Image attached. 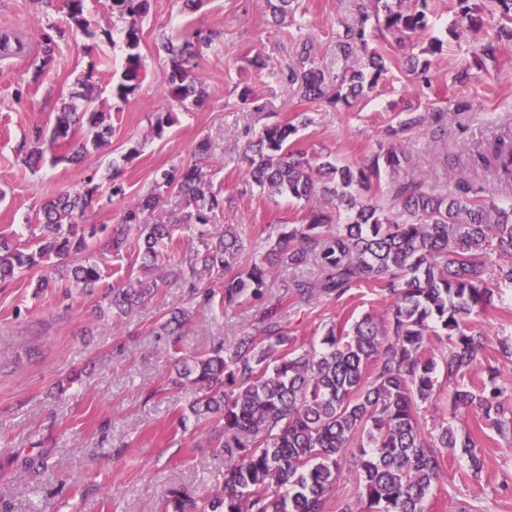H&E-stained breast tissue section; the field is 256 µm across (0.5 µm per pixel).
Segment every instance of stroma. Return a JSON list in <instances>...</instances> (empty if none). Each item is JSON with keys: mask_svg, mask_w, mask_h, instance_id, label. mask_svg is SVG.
<instances>
[{"mask_svg": "<svg viewBox=\"0 0 512 512\" xmlns=\"http://www.w3.org/2000/svg\"><path fill=\"white\" fill-rule=\"evenodd\" d=\"M365 2L300 0L293 21L276 26L267 0H200L192 10L183 0H149L138 20L145 74L123 103L113 99L112 88L124 70L128 21L112 15L108 0H88L85 33L71 27L63 10H45L39 0H0V30H24L31 41L28 56L0 62V231L27 243L47 200L90 182L98 188V202L84 223L115 226L151 190L157 172L196 162L203 166L206 190L224 199L223 209L210 214L207 224L189 229L176 224L186 209L177 192L141 212L140 223L175 224L176 259L185 276L170 280L154 270L157 293L128 315L100 313L102 288L82 291L63 272L57 273L55 287L36 292L45 272L41 266L0 284V512H164L171 489L205 497L222 487L224 451L214 445L213 422L194 418L185 395L163 387L172 350L157 329L172 307L193 310L181 338L186 352L216 343L233 348L240 336L256 332L268 300H281L289 333L308 349L320 348L332 324L382 314L386 301L370 286L308 304L286 297L290 273L285 269L270 277L264 300L228 311L217 301L197 308V292L221 289L224 272L203 269L196 256L225 228L246 227L243 260L249 263L273 245L272 225L299 224L307 214L303 203L261 191L244 174L245 145L264 127L307 113L311 122L299 131L296 148L360 161L377 151L384 130L398 125L406 112H426L440 117L446 132L436 137L422 126L400 133L397 142L412 159L408 178L447 186L452 193L465 183L481 189L484 198L512 200V186L468 164L473 150L488 148L512 127V42L501 43L495 59L481 54L495 36L490 0H469L485 15L486 25L458 40L447 32L459 17L457 0H428L431 26L412 42L418 49L433 37L445 44L426 78L408 72L407 49L371 31L370 49L388 60V72L373 92L340 110L294 94L288 76L300 68L302 49H309L327 82L351 67V60L336 52V36L358 23ZM47 25L56 28V46L44 68L40 29ZM188 26L212 41L198 67L209 97L186 110L165 102L160 78L167 67L164 37ZM257 55L270 59L274 73L251 67ZM464 70L470 80L457 83ZM245 88L250 99L244 103ZM88 94L109 114L111 133L103 148L80 165L48 159L36 170L26 166L23 157L37 135H49L56 113L70 103L84 105ZM164 116L170 123L159 136L154 126ZM204 141L211 146L205 160L197 151ZM116 165L123 170L125 193L113 197ZM136 251L133 233L124 247L91 249L104 285L140 277ZM475 323L488 340L470 377L485 378V365L495 366L512 399V360L498 350L499 339L512 338V284H501L493 306ZM64 380L70 388L55 397V384ZM420 417L428 428L451 421L458 434L475 440L483 459L475 476L466 457L446 456L428 512H512V433L486 426L471 409L450 415L444 391L436 405L422 406Z\"/></svg>", "mask_w": 512, "mask_h": 512, "instance_id": "stroma-1", "label": "stroma"}]
</instances>
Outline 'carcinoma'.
I'll return each mask as SVG.
<instances>
[{
	"label": "carcinoma",
	"instance_id": "obj_1",
	"mask_svg": "<svg viewBox=\"0 0 512 512\" xmlns=\"http://www.w3.org/2000/svg\"><path fill=\"white\" fill-rule=\"evenodd\" d=\"M466 29L483 26L468 0H458ZM272 17L284 21L294 13L295 0H267ZM421 8H402L401 0H374L378 29L396 44L428 29L427 0ZM500 8L499 34L512 40V0H494ZM112 13L129 18L123 31L126 49L122 80L114 96L124 102L139 87L144 69L139 52L141 31L137 18L149 0H110ZM70 23L87 28V0H64ZM49 26L42 30V66L53 59L55 40ZM201 40L185 34L167 40V68L161 79L163 98L184 105L208 97L205 82L195 72ZM444 41L431 39L421 49L425 59H409L414 71H426L429 58L442 53ZM336 51L349 58L365 55L363 66L327 85L323 72L310 67L291 74L293 91L304 101L331 107L349 103L372 91L386 73V59L367 52L366 31L347 27ZM27 53L24 34H0V58ZM306 113L297 122L266 127L246 146L247 175L270 193L322 208L311 211L304 224H279L274 248L249 265L242 264L247 234L234 227L224 230L196 260L205 269L224 270V309L250 298L260 299L273 268L292 271L287 294L309 303L321 297H341L353 287H381L386 308L379 317L367 314L351 329L329 328L318 352L299 350L283 323L281 302L269 303L260 317V335L240 339L232 352L217 344L207 350L182 352L181 330L189 312L176 308L161 324L174 337L175 375L172 389L189 395L194 417L216 422L224 449L222 491L197 498L175 489L165 512H427V500L439 480L445 455L461 451L473 474L482 461L471 436L460 438L452 425L427 429L420 409L437 399L438 360L448 378L451 414L478 410L485 423L500 433L512 430V407L487 365V378L478 383L466 376L479 362L485 336L472 327V317L493 301L498 281L512 283V203L501 205L448 189L399 178L410 164L407 152L391 144L363 162L341 163L318 159L293 149L294 136L307 125ZM84 129L74 140L76 129ZM111 127L106 113L93 107L58 113L49 149L68 147L64 159L81 162L105 142ZM477 167L493 172L500 183L512 185V137L504 135L487 152L473 157ZM391 176L381 204L373 187L381 173ZM196 165L172 168L155 178L153 189L125 216L132 224L136 211L155 208L164 192L176 189L188 197L194 212L184 217L206 220V214L224 207V199L201 187ZM98 187L65 192L46 201L34 245L23 248L13 236L0 233V283L13 280L24 269L52 259L70 268L76 287H100L97 264L81 255L90 242L120 247L125 227H86L78 223L97 201ZM138 254L143 267L182 273L175 262L170 224L136 227ZM496 277L488 274L495 260ZM313 265L317 273L303 274ZM157 288L153 279L138 278L112 287L110 308L118 314L142 305ZM350 477L359 485L358 499L336 502V484Z\"/></svg>",
	"mask_w": 512,
	"mask_h": 512
}]
</instances>
